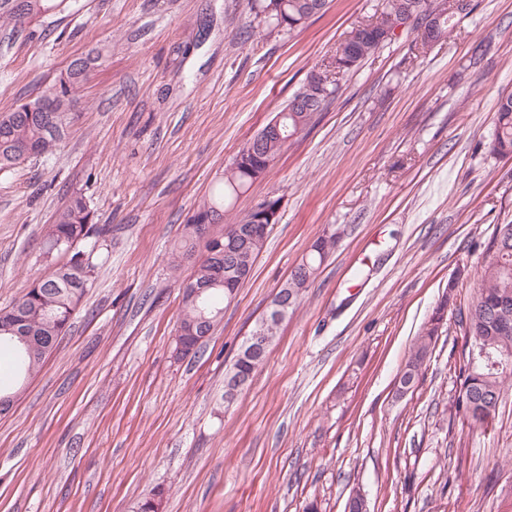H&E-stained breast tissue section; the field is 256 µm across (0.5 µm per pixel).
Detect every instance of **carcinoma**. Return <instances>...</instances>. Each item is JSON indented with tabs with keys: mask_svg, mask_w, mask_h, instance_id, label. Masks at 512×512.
Listing matches in <instances>:
<instances>
[{
	"mask_svg": "<svg viewBox=\"0 0 512 512\" xmlns=\"http://www.w3.org/2000/svg\"><path fill=\"white\" fill-rule=\"evenodd\" d=\"M68 0H0V26L15 32L23 31L33 21L50 13L62 11ZM320 0H254L255 17L280 31L293 33L304 27L306 20L315 16L313 10ZM419 12H436V34L421 39L422 46H429L448 35L461 17L470 14L474 6L467 3L464 9H452L434 0H408ZM398 18L394 0H385L381 12L366 22V26L354 27L338 44L331 68L311 70L295 95L313 98L319 106L311 111L294 109L286 104L288 115L283 120L282 137H272L249 154L244 147L224 170V177L216 183L205 199L184 225L179 249L173 253L172 265L199 255L197 267L190 283H210L199 299L183 293L182 314L179 318L174 356L183 359L200 349V336L204 330H212L224 316V300L227 299L224 280L239 281V273L254 268L266 237L262 236L244 250L224 232H211V225L201 224L216 212L225 213L231 200L256 180L264 177L282 153L297 140L322 111L337 91L334 73L343 76L362 60L380 49L386 40L383 36L392 32ZM103 65V56L97 52L91 65L80 66L78 60L69 62L55 84L50 106H45L46 95H38L0 113V172H10L33 156L54 151L64 139L72 120V103L76 92L92 73ZM489 152L498 157L512 155V94L497 101L494 130L488 144ZM106 229L94 222V213L85 198L73 194L56 213L53 224L47 228L43 239V255L70 254L69 260L53 265L50 270L34 279L15 302L0 309V346H8L16 355V385L0 387V396H19L25 382L37 373L46 357L56 347L59 337L69 327L73 314L95 280L96 266L90 255L79 249L88 243L91 250L102 246ZM336 234L322 236L311 246L282 289L292 294L289 310L298 304L301 289L306 281L315 276L329 253L335 249ZM468 276L461 269L448 281V294L443 296L433 314L445 315L453 291L459 280ZM460 322L469 336V342L458 361L453 365L457 396L454 407L474 424H484L493 418L502 397L504 379L512 375V224L497 225L486 244L473 292L465 310L459 311ZM439 326L430 320L424 327L413 350L401 369L399 387H413L426 361L435 348ZM264 362L262 358H238L229 373L254 374ZM165 491L158 487L152 496L138 501L132 512H159Z\"/></svg>",
	"mask_w": 512,
	"mask_h": 512,
	"instance_id": "carcinoma-1",
	"label": "carcinoma"
}]
</instances>
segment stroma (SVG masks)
I'll list each match as a JSON object with an SVG mask.
<instances>
[{
    "label": "stroma",
    "instance_id": "stroma-1",
    "mask_svg": "<svg viewBox=\"0 0 512 512\" xmlns=\"http://www.w3.org/2000/svg\"><path fill=\"white\" fill-rule=\"evenodd\" d=\"M383 0H329L288 34L249 0H70L0 27V111L47 92L72 58L106 62L49 155L0 173V308L48 270L42 239L80 193L107 233L96 279L14 409L0 416V512H512V379L492 420L456 413L467 338L457 288L413 392L397 378L458 267L512 222V158L486 143L512 93V0H473L441 41L414 26L241 193L280 198L252 278L195 357L173 361L183 226L216 176ZM338 242L232 405L224 375L277 289L326 232Z\"/></svg>",
    "mask_w": 512,
    "mask_h": 512
}]
</instances>
